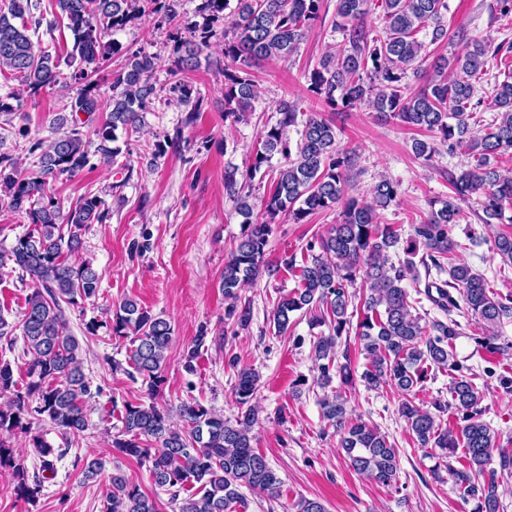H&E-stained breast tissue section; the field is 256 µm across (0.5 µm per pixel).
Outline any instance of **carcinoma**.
<instances>
[{"label":"carcinoma","instance_id":"obj_1","mask_svg":"<svg viewBox=\"0 0 512 512\" xmlns=\"http://www.w3.org/2000/svg\"><path fill=\"white\" fill-rule=\"evenodd\" d=\"M177 0H55L60 18L68 21L73 35L70 57L92 64L121 50L118 42H103L105 33L124 29L146 15L164 13L168 22L176 20ZM322 0H202L198 7L204 23L187 28L189 37L175 25L170 36L178 43L171 66L168 92L179 104L192 103L197 112L203 98L191 99L187 72L194 70L199 56L217 35L213 23L224 20V120L239 123L253 111L257 94L250 68L258 61L286 60L297 52L308 29L320 18ZM382 9V28L369 29L364 20ZM39 3L8 0L0 10V75L8 74L29 96L47 87L71 88L80 85L72 96H63L64 114L55 119L67 127L62 135L46 143L35 142L29 153L39 152L34 169L0 157V202L26 214L30 228L16 237L15 243L0 251V270L10 268L29 281L31 293L18 324L0 314V338L21 330L28 382L17 387L10 362H0V392H11L9 404L0 407V470L11 468L18 482V497L34 502L42 492L40 480L27 483L24 468L16 462L11 438L30 435V443L42 458L43 469L52 468L54 448L33 425L43 422L59 429L65 438L82 436L88 428L85 403L103 393L92 386L85 374L78 340L69 331L66 308L96 300L101 278L90 263L75 264L69 258L83 248L81 230L101 223L106 217L102 201L87 195L68 212L48 194L49 181L73 176L89 163L88 144L79 114L99 109L94 85L82 69L72 82L62 80L59 64L40 49L30 32H38L42 18L34 15ZM447 0H336L335 27L343 33L346 47L321 57L310 74V90L331 109H352L368 101L386 121L396 119L439 135L448 152L458 150L472 159L450 181L458 196L476 195L483 216L490 224L502 219L503 202H512V172L493 166L491 160L512 153V76L495 82L491 100L485 101L480 85L487 75L490 59L505 46L492 45L486 38L469 37L466 48L441 56L431 64L433 74L423 85L408 82L422 78L423 64L429 58L427 45L448 39L445 15ZM427 31L429 42L418 39ZM156 56L138 51L127 57L123 71L115 79L118 89L112 96V110L95 130V153L110 162L117 155L111 147L116 131L139 129L159 90L153 81ZM21 94L0 96V114H11L22 107ZM496 112L480 131L469 120L476 112ZM275 123L260 131L257 147L244 162V170L224 171V189L244 217L243 231L235 250L224 263L222 288L229 300L226 316L242 330L251 322L250 307L238 308V293L262 274L273 275L277 268L266 260L272 225L286 216L294 224L309 215L342 206L336 224L306 246L311 258L301 266L299 287L281 297L273 312L278 332L288 330L295 312L320 310L315 322L326 321L332 332L320 336L312 345L317 380L326 386L333 376L347 385L353 378L349 364L335 362L336 340L353 334L359 338L369 366L361 379L370 389L389 384L402 396L399 416L424 448L440 449L439 459H448L463 449L465 468L456 473L463 496L475 501L474 512H500L498 472L512 469V456L499 454V468L492 467L499 448L498 433L483 420L482 393L471 379L459 373L451 354L452 342L460 335L459 318L471 317L494 328L512 314V306L494 296L484 279L465 263L450 262L458 247L453 230L461 212L452 199L430 205L428 215L412 225L413 234L403 248L405 258L391 262L389 251L400 242L398 229L378 221L399 197V184L381 178L370 197L348 194L350 173L356 155L339 146L336 125L317 113L305 114L287 100L279 101ZM298 135L291 141L290 130ZM438 145V146H440ZM438 146L423 141L414 143V152L429 162ZM283 162L269 193L261 200L260 219H252L254 205L245 191L274 155ZM319 253H314V250ZM494 253L512 266V233L494 239ZM425 279H420L417 265ZM448 274L437 283L431 270ZM361 280L362 317L352 323L349 308L354 295L349 286ZM445 313L447 320L421 325L413 314L418 300L411 299L404 281ZM112 336L132 343L126 373L141 379L152 402H130L118 410V432L112 448L146 466L154 485L170 494L174 512H236L247 508L240 489L245 487L270 499L279 496L281 479L266 458L252 445V430L258 415L254 400L258 375L243 368L237 373L235 402L237 416L224 417L194 401L179 407L184 427L176 429L169 413L153 399L165 383V352L169 348L171 324L159 315L139 307L132 299L106 311ZM430 363L451 375L448 389L451 400L435 402L426 408L414 401L416 387L427 376L424 364ZM322 416L335 427L339 445L353 470L384 486L398 480V453L387 436L377 428L349 417L347 399L338 393L325 397ZM458 419L454 427L442 428L438 420L444 413ZM189 483L196 491L181 496ZM159 498L146 494L126 474H112L102 512H162Z\"/></svg>","mask_w":512,"mask_h":512}]
</instances>
